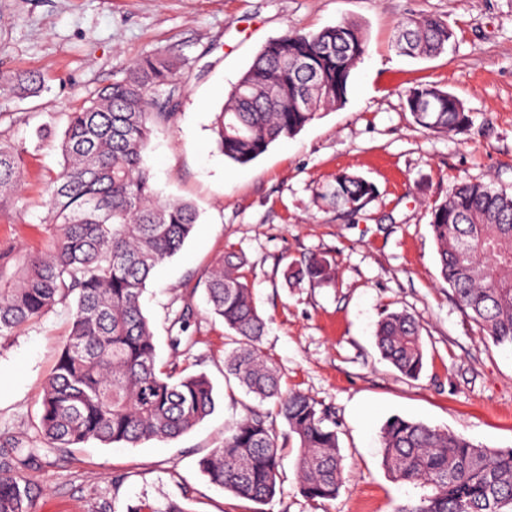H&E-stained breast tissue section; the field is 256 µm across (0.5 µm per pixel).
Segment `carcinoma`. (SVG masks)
I'll return each instance as SVG.
<instances>
[{
  "instance_id": "cac0c4a2",
  "label": "carcinoma",
  "mask_w": 512,
  "mask_h": 512,
  "mask_svg": "<svg viewBox=\"0 0 512 512\" xmlns=\"http://www.w3.org/2000/svg\"><path fill=\"white\" fill-rule=\"evenodd\" d=\"M454 37L444 21L411 17L398 25L395 45L407 56L443 53ZM367 50L361 27L348 20L318 31H288L268 41L215 113L213 133L230 162L246 165L275 142L296 136L320 113L342 105L352 70ZM180 65L155 51L123 78L67 113L55 144L63 163L46 184L49 241L44 250L0 245V338L58 304L71 308L40 403L38 429L50 449L89 441L133 447L184 434L214 410L204 374L183 376L156 364V344L141 297L150 273L178 252L197 224L192 203L166 198L144 160L154 131L178 116ZM34 74L0 71V87L36 92ZM406 108L416 125L461 132L470 113L454 94L433 84L409 89ZM25 146L0 140V201L22 190ZM375 194L360 175L336 174L315 200L353 215ZM440 276L461 307L497 345L512 347V193L478 181L456 183L431 208ZM243 261L227 255L205 277L211 311L239 339L224 364L248 393L273 400L297 449L299 489L311 500L336 497L344 481L336 424L317 402L281 390L262 347L266 321L252 301ZM290 283L315 286L335 278L333 262L312 257L284 272ZM384 360L416 379L424 366L420 323L406 311L385 314L376 328ZM382 466L396 481L430 489L398 512H512V448L489 449L460 433L392 416L381 430ZM36 449L0 445V512H37L29 477ZM282 464L275 421L252 412L201 458L200 471L225 491L258 503L277 491ZM127 512H189L180 502L158 506L143 498Z\"/></svg>"
}]
</instances>
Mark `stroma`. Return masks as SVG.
<instances>
[{"instance_id":"35a3bbf8","label":"stroma","mask_w":512,"mask_h":512,"mask_svg":"<svg viewBox=\"0 0 512 512\" xmlns=\"http://www.w3.org/2000/svg\"><path fill=\"white\" fill-rule=\"evenodd\" d=\"M436 16L454 32L447 50L400 54L397 25ZM359 23L368 49L352 72L347 100L298 135L237 165L218 153L214 112L269 40L287 30ZM161 51L181 60L184 90L173 128L158 131L145 159L163 196L191 202L190 238L156 267L143 310L157 365L205 374L215 409L189 432L137 447L91 441L58 452L37 429L40 397L71 312L59 304L0 339V436L40 449L31 477L38 512H126L145 497L181 501L188 512H398L422 491L393 481L381 463L380 431L399 415L512 448V348L495 346L439 274L430 210L459 179L512 192V0H0V70L36 73L39 93L0 89V139L27 147L20 198L0 204V244H46L45 183L61 169L50 145L79 109L128 66ZM434 84L461 99L468 131L435 133L413 123L408 89ZM341 171L363 176L376 196L353 218L315 203ZM244 259L262 339L283 388L313 398L336 420L345 482L335 499L311 501L286 449L282 489L259 504L212 485L197 462L250 412H274L226 376L233 343L209 311L205 275L225 252ZM333 259V284L289 286V264ZM191 306L189 352L173 356V320ZM421 324L425 365L418 379L384 361L375 329L390 311Z\"/></svg>"}]
</instances>
